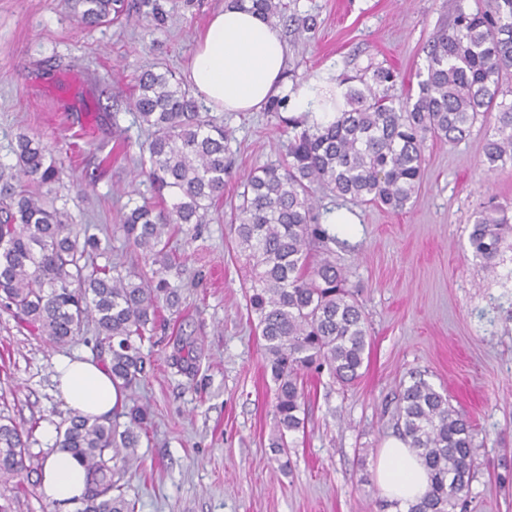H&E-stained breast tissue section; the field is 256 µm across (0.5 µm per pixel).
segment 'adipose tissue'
<instances>
[{
	"instance_id": "ef3b65f1",
	"label": "adipose tissue",
	"mask_w": 512,
	"mask_h": 512,
	"mask_svg": "<svg viewBox=\"0 0 512 512\" xmlns=\"http://www.w3.org/2000/svg\"><path fill=\"white\" fill-rule=\"evenodd\" d=\"M286 65L287 44L280 31L253 12L228 7L217 12L198 37L187 81L192 93L215 112H254L286 94L299 111L324 112L321 96L310 87H288ZM53 367L56 394L70 409L103 419L120 403L121 392L103 367L69 356L55 358ZM375 474L383 494L397 501L401 512L429 485L421 459L398 437L381 449ZM87 483L85 468L60 451L45 462L40 491L46 503L76 506Z\"/></svg>"
}]
</instances>
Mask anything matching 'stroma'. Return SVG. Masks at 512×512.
Listing matches in <instances>:
<instances>
[{
  "mask_svg": "<svg viewBox=\"0 0 512 512\" xmlns=\"http://www.w3.org/2000/svg\"><path fill=\"white\" fill-rule=\"evenodd\" d=\"M123 24L85 29L63 0H0V166L16 164L19 133L38 137L79 186L57 187L56 205L88 226L124 264L114 226L128 201L150 197L134 182L147 137L128 107L141 70L170 68L185 79L196 38L226 0H131ZM167 18L157 24L153 5ZM456 0H290L316 15L313 32H281L286 81L370 79L397 72L391 96L416 89L422 47L453 18ZM230 134V168L218 213L183 225L172 240L179 257L168 279L178 312L142 351L150 361L141 384L123 397L150 414L139 461L124 477L136 512H377L383 494L375 464L396 436L397 394L421 374L467 413L477 431L475 477L461 512H512V236L489 271L472 258L468 232L489 196L512 204V165L483 175L491 124L458 145L429 142L424 178L411 205L394 213L352 206L353 224L332 250L357 290L371 344L363 376L344 389L328 375L309 384L307 427L280 470L269 447L273 389L263 372L257 320L246 307L247 270L228 222L246 175L276 162L287 137L271 112L216 113ZM195 342L191 373L171 364L180 339ZM76 353L99 359L92 326L75 341L51 346L0 305V410L28 431V482L0 479L9 512H77L46 503L39 474L55 452L68 416L56 397L52 361Z\"/></svg>",
  "mask_w": 512,
  "mask_h": 512,
  "instance_id": "1",
  "label": "stroma"
}]
</instances>
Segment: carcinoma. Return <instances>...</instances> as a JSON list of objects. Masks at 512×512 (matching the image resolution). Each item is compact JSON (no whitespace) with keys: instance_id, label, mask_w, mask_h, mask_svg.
Segmentation results:
<instances>
[{"instance_id":"cac0c4a2","label":"carcinoma","mask_w":512,"mask_h":512,"mask_svg":"<svg viewBox=\"0 0 512 512\" xmlns=\"http://www.w3.org/2000/svg\"><path fill=\"white\" fill-rule=\"evenodd\" d=\"M229 4L271 20L288 9L284 0ZM66 5L87 28L119 23L131 8L128 0ZM422 52L426 67L414 96L394 99L388 90L396 73L378 68L372 83L347 89L346 107L335 115L311 120L305 112L283 120L284 158L247 175L231 215L236 247L251 271L249 310L275 385L270 445L278 455L287 454L293 435L305 428L304 375L325 369L339 385L351 386L370 348L365 308L328 247L336 241V225L323 220L318 191L402 211L422 184L426 143L457 145L491 114L485 172L512 163V102L499 99L504 79L512 76V0H481L474 9L456 0L452 22L434 32ZM131 106L150 132L137 165L152 196L119 212L118 229L125 246L153 266L149 273L94 262L105 249L55 207L51 193L71 175L41 140L19 134L17 172L0 171V301L54 346L74 341L93 322L112 382L126 391L146 378L142 342L161 309L180 305L178 289L165 278L172 269L171 231L206 223L224 195L229 151L224 126L201 112L168 71H142ZM510 223L508 208L494 197L474 215L469 250L492 271ZM192 352L181 346L173 365L192 370ZM146 425L147 413L139 408L114 410L102 420L70 413L57 447L90 476L78 512H134L119 479L138 460ZM396 425L430 474L429 488L408 512H456L475 474L469 418L419 377L401 385ZM26 450L24 432L0 414L1 479L23 473Z\"/></svg>"}]
</instances>
